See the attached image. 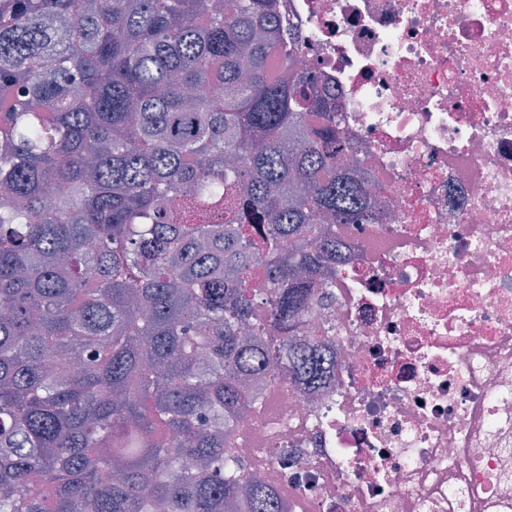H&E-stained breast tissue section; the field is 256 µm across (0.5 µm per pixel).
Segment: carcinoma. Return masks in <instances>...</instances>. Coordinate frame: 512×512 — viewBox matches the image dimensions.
Here are the masks:
<instances>
[{
	"mask_svg": "<svg viewBox=\"0 0 512 512\" xmlns=\"http://www.w3.org/2000/svg\"><path fill=\"white\" fill-rule=\"evenodd\" d=\"M297 53L277 0H0V512H288L229 444L370 220Z\"/></svg>",
	"mask_w": 512,
	"mask_h": 512,
	"instance_id": "1",
	"label": "carcinoma"
}]
</instances>
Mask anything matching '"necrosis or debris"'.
<instances>
[{
    "instance_id": "obj_1",
    "label": "necrosis or debris",
    "mask_w": 512,
    "mask_h": 512,
    "mask_svg": "<svg viewBox=\"0 0 512 512\" xmlns=\"http://www.w3.org/2000/svg\"><path fill=\"white\" fill-rule=\"evenodd\" d=\"M372 221L234 452L289 512H512V0H279Z\"/></svg>"
}]
</instances>
